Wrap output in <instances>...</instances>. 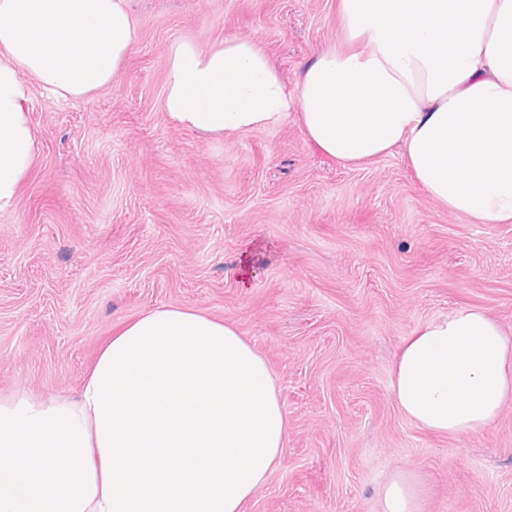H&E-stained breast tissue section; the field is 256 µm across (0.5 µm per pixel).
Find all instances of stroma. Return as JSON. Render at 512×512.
Wrapping results in <instances>:
<instances>
[{"instance_id": "35a3bbf8", "label": "stroma", "mask_w": 512, "mask_h": 512, "mask_svg": "<svg viewBox=\"0 0 512 512\" xmlns=\"http://www.w3.org/2000/svg\"><path fill=\"white\" fill-rule=\"evenodd\" d=\"M336 0H127L139 40L81 100L29 84L38 161L0 212V392L78 390L160 306L233 324L269 364L288 444L244 512H380L415 471L422 512H512V407L448 437L391 392L403 340L461 307L512 328V224L442 209L400 155L347 169L295 117L227 141L162 108L169 50L257 39L288 82L340 36Z\"/></svg>"}]
</instances>
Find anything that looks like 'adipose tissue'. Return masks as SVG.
<instances>
[{
	"label": "adipose tissue",
	"mask_w": 512,
	"mask_h": 512,
	"mask_svg": "<svg viewBox=\"0 0 512 512\" xmlns=\"http://www.w3.org/2000/svg\"><path fill=\"white\" fill-rule=\"evenodd\" d=\"M340 38L288 84L262 46L169 51L162 107L234 140L295 115L345 168L400 153L441 207L512 224V0H336ZM138 38L124 0H0V211L37 163L28 82L60 99L114 82ZM391 391L419 428H492L512 404V334L484 308L414 330ZM288 416L266 360L227 321L160 307L104 345L76 395L0 394V512H243L278 464ZM400 471L382 512H419Z\"/></svg>",
	"instance_id": "ef3b65f1"
}]
</instances>
